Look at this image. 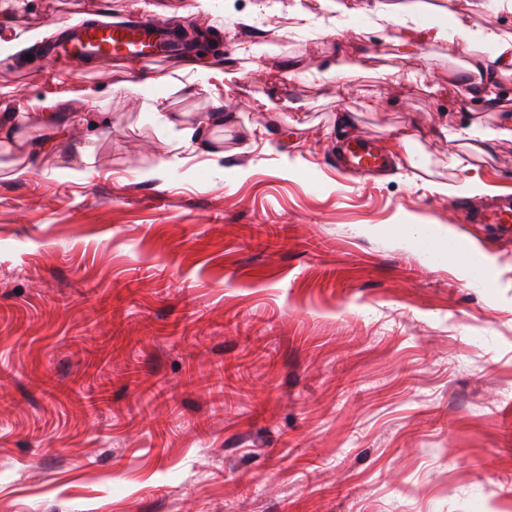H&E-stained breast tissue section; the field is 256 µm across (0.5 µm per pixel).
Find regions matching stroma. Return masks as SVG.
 <instances>
[{
    "label": "stroma",
    "mask_w": 512,
    "mask_h": 512,
    "mask_svg": "<svg viewBox=\"0 0 512 512\" xmlns=\"http://www.w3.org/2000/svg\"><path fill=\"white\" fill-rule=\"evenodd\" d=\"M349 2L362 13L341 31L317 0H6L0 44L136 12L202 32L209 88L167 93L171 127L152 105L174 62L0 58L15 103L55 100L74 123L25 176L0 145V512L512 505V237L430 188L475 177L512 193V147L460 167L435 136L512 115V76L461 107L448 77L467 52L424 31L448 0L409 28L380 18L395 0ZM260 43L270 55L243 70ZM342 49L366 58L349 86L272 74ZM392 65L424 85H384ZM89 87L112 124L88 141ZM214 111L219 158L182 134ZM342 112L393 157L384 176L331 162ZM413 122L417 141L395 145L390 128ZM410 221L475 246L486 277L408 239ZM82 388L104 403H78Z\"/></svg>",
    "instance_id": "stroma-1"
}]
</instances>
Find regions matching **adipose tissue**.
Masks as SVG:
<instances>
[{
	"instance_id": "adipose-tissue-1",
	"label": "adipose tissue",
	"mask_w": 512,
	"mask_h": 512,
	"mask_svg": "<svg viewBox=\"0 0 512 512\" xmlns=\"http://www.w3.org/2000/svg\"><path fill=\"white\" fill-rule=\"evenodd\" d=\"M428 37L438 43H458L465 45L473 57L468 65L470 76L457 84V100L465 104L474 98L484 96L485 92L496 82L499 73L506 66L512 65V36L502 35L486 28H472L461 20L447 21L440 19L438 23L428 26ZM363 56L358 52L341 51L331 57L323 70H315L307 76L308 81H333L345 86L352 83L364 72ZM39 113L47 128L57 136H64L70 130V117L67 113L54 109L53 102L33 99L18 106L14 112L0 116V141L15 142L19 161L16 175L31 173L39 156L50 150V142L38 145L16 142L15 131L24 123L29 113ZM439 140L452 143L460 140H477L492 145L512 144V118H503L498 124L489 126L477 122L459 130L448 129L440 125L437 130Z\"/></svg>"
}]
</instances>
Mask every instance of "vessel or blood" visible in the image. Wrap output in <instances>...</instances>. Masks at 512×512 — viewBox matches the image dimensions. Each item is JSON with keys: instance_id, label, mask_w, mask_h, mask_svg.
I'll use <instances>...</instances> for the list:
<instances>
[{"instance_id": "1", "label": "vessel or blood", "mask_w": 512, "mask_h": 512, "mask_svg": "<svg viewBox=\"0 0 512 512\" xmlns=\"http://www.w3.org/2000/svg\"><path fill=\"white\" fill-rule=\"evenodd\" d=\"M53 51L76 62L89 58L159 62L176 53L169 34L147 18L71 28L56 42ZM341 158L346 167L363 171H375L387 164L385 153L370 138L347 142ZM470 219L511 234L512 197L491 199L472 211Z\"/></svg>"}]
</instances>
